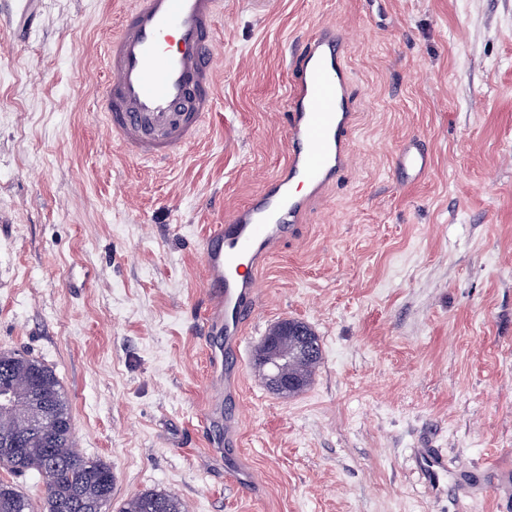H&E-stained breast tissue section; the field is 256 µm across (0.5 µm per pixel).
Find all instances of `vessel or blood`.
I'll return each mask as SVG.
<instances>
[{"label": "vessel or blood", "instance_id": "vessel-or-blood-1", "mask_svg": "<svg viewBox=\"0 0 512 512\" xmlns=\"http://www.w3.org/2000/svg\"><path fill=\"white\" fill-rule=\"evenodd\" d=\"M222 0H127L116 29L103 36L105 80L98 98L108 141L144 160H167L200 135L224 73L213 42ZM346 35L322 23L291 49L294 77L283 106L288 162L266 178L261 192L222 224L213 225L202 249L208 308L205 330L223 335L225 365L236 373L243 329L255 311L256 271L275 244L300 223L309 199L347 163L353 133L351 95L344 63ZM430 165L416 145L395 154L397 173L422 175ZM436 485L445 468L439 449L418 461Z\"/></svg>", "mask_w": 512, "mask_h": 512}]
</instances>
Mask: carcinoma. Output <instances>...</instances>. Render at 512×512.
<instances>
[{"mask_svg": "<svg viewBox=\"0 0 512 512\" xmlns=\"http://www.w3.org/2000/svg\"><path fill=\"white\" fill-rule=\"evenodd\" d=\"M315 355H294L298 336H284L272 352L258 345L255 369L265 373L266 358L281 362L284 376L295 381L292 396L311 382L322 359L318 336ZM10 399L0 403V469L13 475L35 473L45 486L41 512H112L114 475L111 466L78 451L69 402L58 377L41 360L18 350L0 351V389ZM0 512H35L32 503L10 481L0 480ZM118 512H187L177 495L149 489L124 500Z\"/></svg>", "mask_w": 512, "mask_h": 512, "instance_id": "1", "label": "carcinoma"}]
</instances>
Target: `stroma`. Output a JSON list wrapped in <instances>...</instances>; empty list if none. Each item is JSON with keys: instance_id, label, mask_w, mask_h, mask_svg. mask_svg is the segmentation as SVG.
I'll list each match as a JSON object with an SVG mask.
<instances>
[{"instance_id": "obj_1", "label": "stroma", "mask_w": 512, "mask_h": 512, "mask_svg": "<svg viewBox=\"0 0 512 512\" xmlns=\"http://www.w3.org/2000/svg\"><path fill=\"white\" fill-rule=\"evenodd\" d=\"M223 2L215 107L157 165L115 155L96 110L122 0H36L23 23L0 0V350L55 371L116 505L162 488L188 512H512V0ZM331 18L353 35L348 165L258 272L239 441L215 455L198 244L286 164L291 44ZM408 139L431 156L415 182L392 167ZM285 319L322 349L292 397L253 368ZM419 473L429 485L438 484L439 475L445 468V457L437 448H430L420 456L418 461Z\"/></svg>"}]
</instances>
